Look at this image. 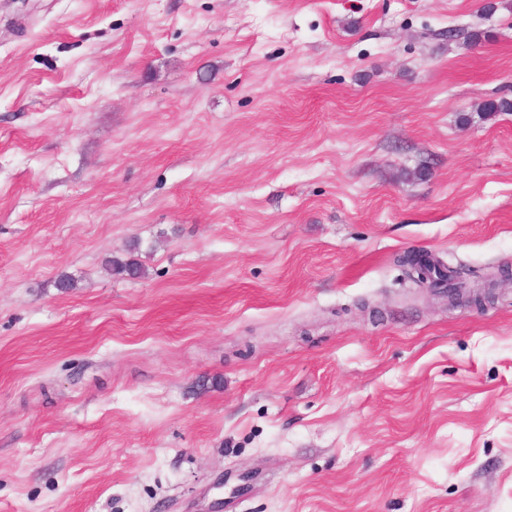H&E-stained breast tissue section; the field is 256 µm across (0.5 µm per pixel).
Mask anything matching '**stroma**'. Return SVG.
I'll use <instances>...</instances> for the list:
<instances>
[{"instance_id":"stroma-1","label":"stroma","mask_w":512,"mask_h":512,"mask_svg":"<svg viewBox=\"0 0 512 512\" xmlns=\"http://www.w3.org/2000/svg\"><path fill=\"white\" fill-rule=\"evenodd\" d=\"M504 100L512 0H0V512H512Z\"/></svg>"}]
</instances>
